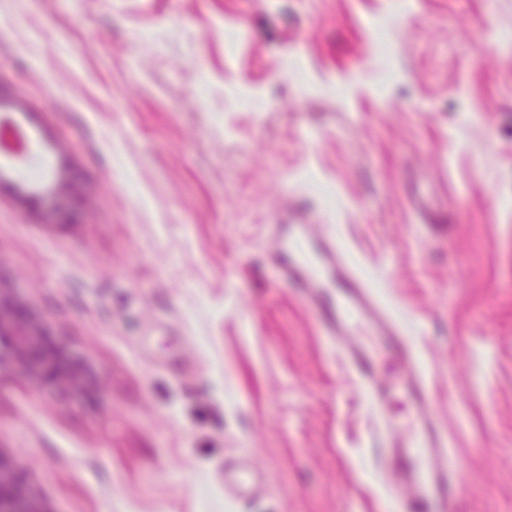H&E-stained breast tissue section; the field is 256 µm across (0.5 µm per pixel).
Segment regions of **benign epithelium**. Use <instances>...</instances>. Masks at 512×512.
Returning <instances> with one entry per match:
<instances>
[{
  "label": "benign epithelium",
  "mask_w": 512,
  "mask_h": 512,
  "mask_svg": "<svg viewBox=\"0 0 512 512\" xmlns=\"http://www.w3.org/2000/svg\"><path fill=\"white\" fill-rule=\"evenodd\" d=\"M10 361L31 379L56 388L63 396L94 386L86 368L66 364L60 348L34 313L9 289H0V364ZM0 512H49L34 496L24 471L0 456Z\"/></svg>",
  "instance_id": "1"
}]
</instances>
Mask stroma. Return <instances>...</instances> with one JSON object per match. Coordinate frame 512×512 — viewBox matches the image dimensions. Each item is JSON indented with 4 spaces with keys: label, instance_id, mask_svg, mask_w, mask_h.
Masks as SVG:
<instances>
[{
    "label": "stroma",
    "instance_id": "obj_1",
    "mask_svg": "<svg viewBox=\"0 0 512 512\" xmlns=\"http://www.w3.org/2000/svg\"><path fill=\"white\" fill-rule=\"evenodd\" d=\"M0 104L48 172L35 206L0 160V286L97 379L0 368V455L48 512H395L364 393L265 260L293 213L420 353L454 512H512V0H0ZM403 372L381 356L407 426Z\"/></svg>",
    "mask_w": 512,
    "mask_h": 512
}]
</instances>
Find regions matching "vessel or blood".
<instances>
[{
  "label": "vessel or blood",
  "mask_w": 512,
  "mask_h": 512,
  "mask_svg": "<svg viewBox=\"0 0 512 512\" xmlns=\"http://www.w3.org/2000/svg\"><path fill=\"white\" fill-rule=\"evenodd\" d=\"M269 260L277 279L310 304L324 336L343 345V357L382 422L380 439L397 427L378 379V355L405 367L402 390L413 412L411 434L388 448L389 466L404 487L392 490L397 512H451L460 470L433 416V397L419 353L400 335L384 298L359 270L335 234L312 224H274Z\"/></svg>",
  "instance_id": "b4317fda"
}]
</instances>
